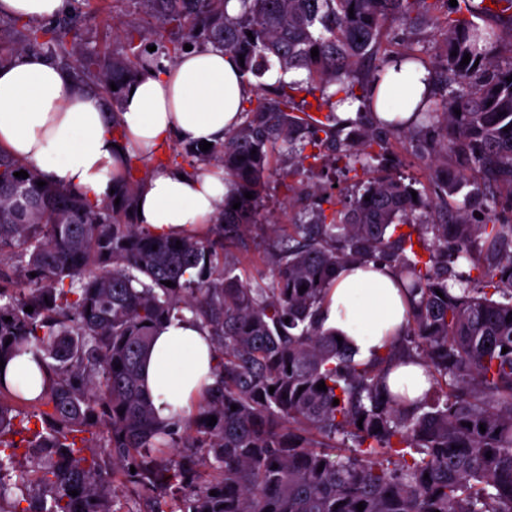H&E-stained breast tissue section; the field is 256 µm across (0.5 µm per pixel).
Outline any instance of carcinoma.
I'll list each match as a JSON object with an SVG mask.
<instances>
[{"mask_svg": "<svg viewBox=\"0 0 512 512\" xmlns=\"http://www.w3.org/2000/svg\"><path fill=\"white\" fill-rule=\"evenodd\" d=\"M140 2L156 22L153 52L135 48L141 30L128 21L104 62L84 48L77 15L56 28L3 18L0 66L31 50L57 59L75 88L101 95L117 133L125 86L160 55L174 61L186 44L243 55L259 82L241 122L209 150L179 143L160 163L230 193L218 223L160 236L134 211L152 155L130 148L115 193L91 203L38 186L36 169L0 150V361L30 351L49 374L32 399L0 384V512H114L118 484L135 512H512V0H239L233 15L228 0ZM396 21L433 29L431 64L416 42L380 54ZM398 62L432 82L407 126L377 119L370 94ZM273 66L306 78L270 87ZM349 99L360 112L345 122L336 103ZM391 136L423 142L434 192L374 173ZM341 161L366 176L363 189L298 179ZM272 178L289 202L318 199L308 221L274 220ZM501 189L507 203L491 215ZM257 223L276 237L267 283L226 261ZM369 260L393 265L410 301L404 334L361 362L319 311L336 269ZM186 311L213 336L218 381L195 413L162 420L142 361L154 327ZM401 359L425 367L416 403L386 385ZM22 446L44 454L39 494L12 498Z\"/></svg>", "mask_w": 512, "mask_h": 512, "instance_id": "cac0c4a2", "label": "carcinoma"}]
</instances>
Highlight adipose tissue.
<instances>
[{"instance_id":"1","label":"adipose tissue","mask_w":512,"mask_h":512,"mask_svg":"<svg viewBox=\"0 0 512 512\" xmlns=\"http://www.w3.org/2000/svg\"><path fill=\"white\" fill-rule=\"evenodd\" d=\"M73 0H0V14L24 22H48L71 13ZM423 68L388 69L374 84L377 114L408 119L427 88ZM123 93L119 122L127 146L150 152L172 141L210 143L240 121L252 88L238 60L212 47L185 52L174 65L140 76ZM109 115L98 95L73 89L67 71L36 51L0 67V149L32 165L48 181L92 202L110 195L123 172L125 148H116ZM229 189L209 175L153 172L138 195L141 222L156 234L200 232L224 209ZM406 299L388 265L368 262L339 268L321 311L324 330L335 332L366 361L384 353L407 323ZM216 352L208 329L192 315L162 322L145 361V383L156 415L191 413L215 383ZM0 381L31 398L43 383L32 354L15 356Z\"/></svg>"}]
</instances>
